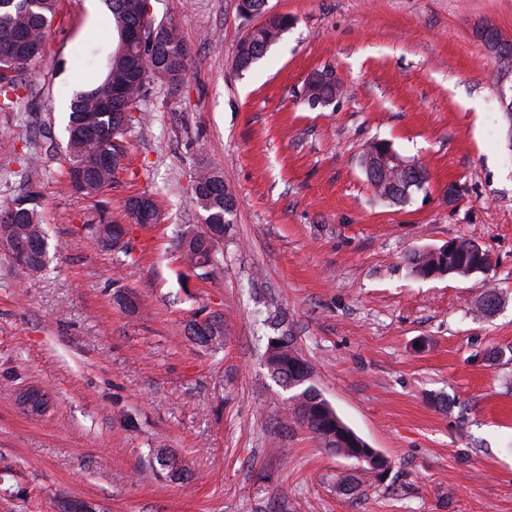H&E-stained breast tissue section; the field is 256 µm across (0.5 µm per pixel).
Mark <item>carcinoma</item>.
Here are the masks:
<instances>
[{
	"label": "carcinoma",
	"mask_w": 512,
	"mask_h": 512,
	"mask_svg": "<svg viewBox=\"0 0 512 512\" xmlns=\"http://www.w3.org/2000/svg\"><path fill=\"white\" fill-rule=\"evenodd\" d=\"M58 0H0V95L19 89L14 73L44 53ZM112 22L117 34L128 27H139L153 35L156 25L145 16L142 0H110ZM290 19L284 15L271 22L249 28L246 37L236 49L235 65L247 69L264 55L268 44L279 42L288 30ZM187 48L174 24H166L161 42L148 41L124 52L116 45L110 57L106 77L94 88L73 95L65 126L67 182L71 188L86 197H96L118 182L123 170L125 152L115 151L112 140H122L129 124L138 117L133 112L153 80H168L177 85L187 72ZM342 93V86L325 70L308 76L301 99L311 109L327 107L326 101ZM396 152L387 140L370 143L360 156V166L375 196L388 206H403L428 180L427 169L415 160L406 159L408 166L399 169L390 166L387 171L374 168L371 157ZM25 194L0 204V243L13 247L12 258L18 266L39 271L48 262V236L41 219V197L38 182L27 174ZM193 200L204 212V223L216 236L201 237L199 231H189L176 240V247L185 266L192 272L202 265L215 266L218 243L224 240L233 209L224 201V181L213 168L197 170ZM128 215L138 225L156 224L160 213L154 196L143 195V200L132 196L125 202ZM85 239L96 249L124 252L127 244H119L126 229L112 223L108 208L98 211L91 223L85 225ZM456 252L448 256L433 250L420 249L407 256L411 271L423 278L466 275L458 266L490 267L491 262L471 251L473 241L458 239ZM189 340L204 347L223 345L224 335L214 334L200 321L188 324ZM266 364L272 377L281 384L293 386L288 397L287 412L297 424L304 426L323 448L340 454L355 446L348 434L338 435L347 425L335 409L311 384L312 368L297 353L293 341L277 336L268 342ZM146 471L153 475L165 472L167 477L180 480L184 467L179 457L167 448H156L149 454Z\"/></svg>",
	"instance_id": "obj_1"
}]
</instances>
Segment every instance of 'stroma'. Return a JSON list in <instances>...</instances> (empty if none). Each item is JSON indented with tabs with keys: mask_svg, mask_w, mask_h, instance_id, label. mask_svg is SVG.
<instances>
[{
	"mask_svg": "<svg viewBox=\"0 0 512 512\" xmlns=\"http://www.w3.org/2000/svg\"><path fill=\"white\" fill-rule=\"evenodd\" d=\"M190 52L183 83L156 81L123 141L126 169L103 197L64 180L73 94L107 73L117 42L107 0H59L43 57L18 76L28 95L0 110V201L25 188L22 137L52 247L47 270L0 247V512H512V85L475 36L512 40V0H268L292 23L249 69L237 0H150ZM345 93L312 110L307 76ZM390 141L429 172L403 208L373 195L359 156ZM218 167L236 202L212 276L175 246L202 224L192 177ZM456 198H449V184ZM154 194L161 219L131 224L124 203ZM129 227L128 253L95 250L84 225L101 201ZM471 239L490 269L419 278L417 248ZM499 309L480 315L486 288ZM139 296L133 312L116 292ZM280 308L281 329L264 306ZM224 321L202 349L186 325ZM291 336L314 386L389 461L384 479L286 419L271 337ZM46 406L29 412L24 393ZM446 406H439V399ZM164 444L188 478L140 482ZM354 481L345 492L346 481Z\"/></svg>",
	"mask_w": 512,
	"mask_h": 512,
	"instance_id": "stroma-1",
	"label": "stroma"
}]
</instances>
